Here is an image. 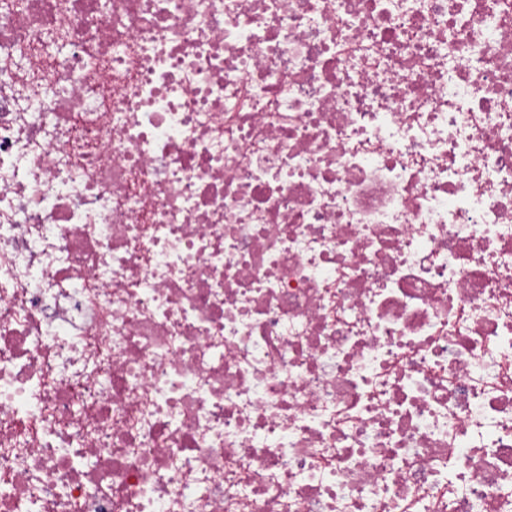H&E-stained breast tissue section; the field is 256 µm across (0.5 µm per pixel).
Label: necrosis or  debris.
<instances>
[{
    "mask_svg": "<svg viewBox=\"0 0 512 512\" xmlns=\"http://www.w3.org/2000/svg\"><path fill=\"white\" fill-rule=\"evenodd\" d=\"M0 512H512V0H0Z\"/></svg>",
    "mask_w": 512,
    "mask_h": 512,
    "instance_id": "necrosis-or-debris-1",
    "label": "necrosis or debris"
}]
</instances>
